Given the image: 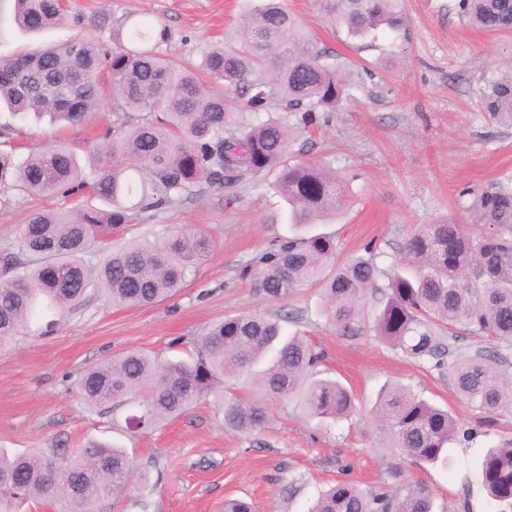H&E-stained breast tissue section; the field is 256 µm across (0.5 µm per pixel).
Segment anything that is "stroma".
Instances as JSON below:
<instances>
[{
    "mask_svg": "<svg viewBox=\"0 0 512 512\" xmlns=\"http://www.w3.org/2000/svg\"><path fill=\"white\" fill-rule=\"evenodd\" d=\"M259 0H68L62 27L42 34L45 42L80 35L101 36L100 16L121 21L160 22L172 31L163 55L197 67L203 53L232 32ZM328 61L354 68L358 85L336 112L318 113L308 126L288 115L290 162H326L347 180L352 203L314 230L334 238L338 260L377 248L375 262L390 270L406 239L421 224L444 218L469 225L476 194L495 184L512 186V127L490 121L481 107L487 80L512 66V34L483 31L463 19L458 0H401L405 35H379L367 44L331 27L313 0H285ZM107 93L80 127L56 129L49 117H14L0 110V127L17 157L43 149L52 137L83 140L111 125L118 110ZM84 201L81 193L31 197L13 190L0 203V255L16 250L21 226L36 209L65 211ZM284 202L275 173L253 176L218 189L200 185L196 194L124 229L125 239L157 237L175 225H194L215 245L195 276L175 297L128 308L110 303L97 289L78 305L48 312L0 348V450L32 448L72 453L87 440L123 445L146 487L132 486L106 497L101 512H222L225 499L250 501L254 512H306L318 490L341 479L363 487L404 481L433 493L438 512H493L477 474L483 452L512 434V407L485 425L479 409L455 389L448 372L405 357L380 341L371 321L381 303L365 301V318L343 335L321 314L317 288L289 301L296 318L286 334L299 333L326 359V376L349 387L356 410L334 425L303 415L294 401L272 399L269 428L255 439L226 428L220 405L201 402L151 433L135 435L125 419L136 402L92 409L75 393L87 368L128 350L172 358L176 338L191 340L224 315L249 311L278 315L238 277L240 263L286 236L289 227L271 223ZM397 383L429 403L448 409L459 435L448 450L447 467H419L384 445L372 416L380 389ZM296 492H289V485Z\"/></svg>",
    "mask_w": 512,
    "mask_h": 512,
    "instance_id": "1",
    "label": "stroma"
}]
</instances>
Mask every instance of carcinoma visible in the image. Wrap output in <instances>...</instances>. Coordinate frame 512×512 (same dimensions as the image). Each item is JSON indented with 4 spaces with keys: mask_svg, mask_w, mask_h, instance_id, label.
<instances>
[{
    "mask_svg": "<svg viewBox=\"0 0 512 512\" xmlns=\"http://www.w3.org/2000/svg\"><path fill=\"white\" fill-rule=\"evenodd\" d=\"M14 23L39 34L64 24L60 0H11ZM325 16L352 40L400 34L399 0H317ZM463 18L488 32L512 31V0H459ZM112 50L80 37L36 45L0 59V105L14 116L48 114L81 125L110 90L126 107L144 113L119 116L77 149L57 142L21 161L0 151V188L32 195L88 189L84 204L67 212L34 211L17 250L0 265V346L9 343L46 310L81 301L96 285L112 303L140 307L177 295L213 248L198 228L164 237L134 238L115 247L100 265L82 255L146 214L172 208L201 183L278 172L276 185L288 211L292 235L280 238L240 264L238 276L269 302L282 303L306 287L322 297L329 325L347 333L364 317L367 295L385 297L374 335L395 350L437 370H448L456 389L487 417L512 406V378L497 369L499 347L512 348V187L500 184L477 195L473 232L447 219L422 224L406 240L388 272L366 254L339 264L334 239L310 227L349 202L347 182L329 167L286 161L288 118L229 124L224 91L247 97L251 112L278 98L311 123L317 112H334L352 97V76L321 60L312 38L297 25L283 0H265L239 27L237 46L219 45L203 54L197 73L163 57L171 39L163 24L100 25ZM482 107L500 124L512 125V69L487 81ZM95 172L86 179L85 168ZM384 283H379L380 278ZM493 345L448 362L445 334L458 326ZM188 360H162L131 350L86 370L77 392L90 408L139 400L126 418L131 433L152 431L213 398L224 426L243 434L263 432L269 398L295 399L322 423L355 411L354 395L340 382L316 376L322 360L306 337L286 335L280 323L248 312L227 315L193 340ZM374 414L390 447L420 467L448 465V443L458 432L448 411L409 388L378 394ZM482 486L497 512H512V437L488 448L480 460ZM133 463L124 448L92 441L61 460L44 451L0 453V512H22L32 501L62 503L66 512H98L109 495L130 488ZM306 512H434V497L422 483L404 489L360 488L344 480L322 491Z\"/></svg>",
    "mask_w": 512,
    "mask_h": 512,
    "instance_id": "obj_1",
    "label": "carcinoma"
}]
</instances>
